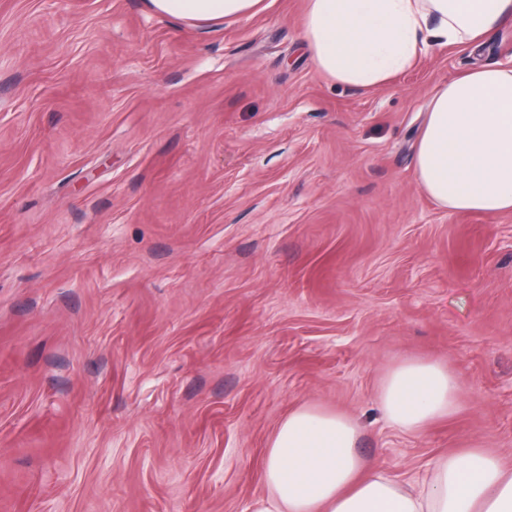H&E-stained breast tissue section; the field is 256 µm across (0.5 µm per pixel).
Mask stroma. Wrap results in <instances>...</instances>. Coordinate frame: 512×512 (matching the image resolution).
I'll return each mask as SVG.
<instances>
[{
	"label": "stroma",
	"mask_w": 512,
	"mask_h": 512,
	"mask_svg": "<svg viewBox=\"0 0 512 512\" xmlns=\"http://www.w3.org/2000/svg\"><path fill=\"white\" fill-rule=\"evenodd\" d=\"M265 3L0 0V512H251L304 404L400 481L512 465V212L414 172L433 91L511 65L512 27L364 92L315 70L306 0ZM406 359L448 366L457 414L383 419ZM148 8L161 16L196 25L225 18L246 17L260 10L261 0H147Z\"/></svg>",
	"instance_id": "35a3bbf8"
}]
</instances>
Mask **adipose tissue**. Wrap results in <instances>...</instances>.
<instances>
[{"instance_id":"adipose-tissue-1","label":"adipose tissue","mask_w":512,"mask_h":512,"mask_svg":"<svg viewBox=\"0 0 512 512\" xmlns=\"http://www.w3.org/2000/svg\"><path fill=\"white\" fill-rule=\"evenodd\" d=\"M261 0H147L161 16L196 25L246 17ZM512 23V0H307L304 41L315 69L374 90L412 66L426 46L476 49ZM416 178L441 207L512 212V66L464 71L431 96L416 148ZM379 408L418 432L460 408L458 382L437 361L405 360L383 377ZM348 415L300 406L265 451L267 496L252 512H512V468L481 448L439 457L419 481L400 483L366 466Z\"/></svg>"}]
</instances>
